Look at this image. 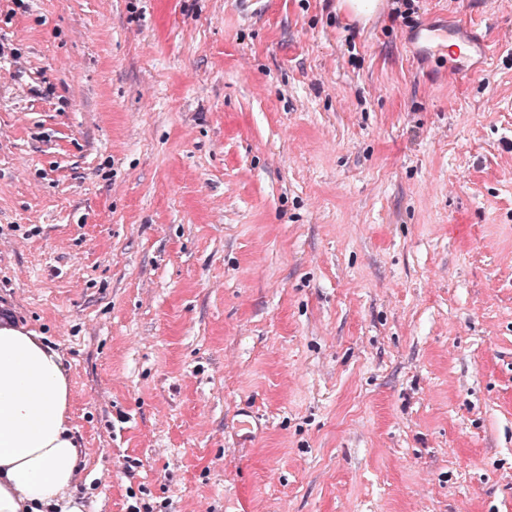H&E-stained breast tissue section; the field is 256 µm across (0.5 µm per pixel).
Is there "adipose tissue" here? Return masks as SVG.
Masks as SVG:
<instances>
[{
	"mask_svg": "<svg viewBox=\"0 0 512 512\" xmlns=\"http://www.w3.org/2000/svg\"><path fill=\"white\" fill-rule=\"evenodd\" d=\"M69 407L60 354L0 324V512H82Z\"/></svg>",
	"mask_w": 512,
	"mask_h": 512,
	"instance_id": "obj_1",
	"label": "adipose tissue"
}]
</instances>
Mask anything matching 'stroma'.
I'll list each match as a JSON object with an SVG mask.
<instances>
[{"mask_svg":"<svg viewBox=\"0 0 512 512\" xmlns=\"http://www.w3.org/2000/svg\"><path fill=\"white\" fill-rule=\"evenodd\" d=\"M381 2L0 0V320L86 512H512V0Z\"/></svg>","mask_w":512,"mask_h":512,"instance_id":"stroma-1","label":"stroma"}]
</instances>
